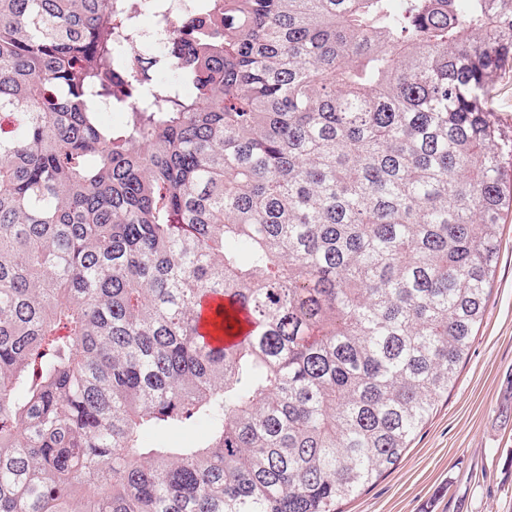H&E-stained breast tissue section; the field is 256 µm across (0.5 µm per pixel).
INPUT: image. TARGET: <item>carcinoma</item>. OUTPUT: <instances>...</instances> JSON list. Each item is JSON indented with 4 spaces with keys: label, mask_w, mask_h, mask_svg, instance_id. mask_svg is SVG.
Listing matches in <instances>:
<instances>
[{
    "label": "carcinoma",
    "mask_w": 512,
    "mask_h": 512,
    "mask_svg": "<svg viewBox=\"0 0 512 512\" xmlns=\"http://www.w3.org/2000/svg\"><path fill=\"white\" fill-rule=\"evenodd\" d=\"M169 24L125 67L138 0H0V512H336L483 318L512 0ZM490 104L496 112L498 119L505 126L512 125V69L507 68L505 73L496 82L490 96ZM208 432V423L198 421L194 426L185 430L173 431L166 435L161 442L170 447H182L202 439Z\"/></svg>",
    "instance_id": "carcinoma-1"
}]
</instances>
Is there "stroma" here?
Wrapping results in <instances>:
<instances>
[{"mask_svg": "<svg viewBox=\"0 0 512 512\" xmlns=\"http://www.w3.org/2000/svg\"><path fill=\"white\" fill-rule=\"evenodd\" d=\"M457 378L399 464L342 512H512V215Z\"/></svg>", "mask_w": 512, "mask_h": 512, "instance_id": "35a3bbf8", "label": "stroma"}]
</instances>
